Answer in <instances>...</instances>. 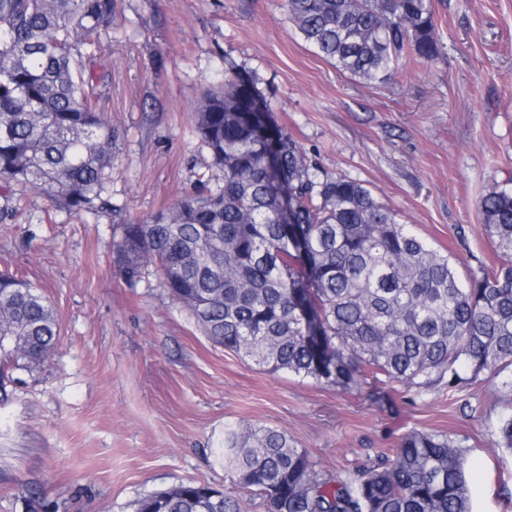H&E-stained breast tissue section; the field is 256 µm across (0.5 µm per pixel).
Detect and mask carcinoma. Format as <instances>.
Returning <instances> with one entry per match:
<instances>
[{
	"label": "carcinoma",
	"mask_w": 512,
	"mask_h": 512,
	"mask_svg": "<svg viewBox=\"0 0 512 512\" xmlns=\"http://www.w3.org/2000/svg\"><path fill=\"white\" fill-rule=\"evenodd\" d=\"M289 19L323 58L369 84L403 60L438 55L432 0H286ZM115 0H0V220L16 188L51 206L96 213L116 134L92 105L106 74L91 66L95 37ZM198 137L224 185L124 227L118 266L130 281L156 265L172 297L214 344L271 371L389 406L386 385L422 397L459 390L512 367V191L479 201L502 263L465 284L451 257L414 232L371 190L318 169L273 118L251 75L229 66L203 94ZM275 130L293 195L294 222L266 161ZM57 319L31 284L0 273V366L31 371L55 344ZM224 471L270 512H473L463 448L442 432L411 430L373 466L336 475L276 427L224 425ZM238 500L181 483L150 494L137 512H240Z\"/></svg>",
	"instance_id": "1"
}]
</instances>
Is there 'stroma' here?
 Instances as JSON below:
<instances>
[{"instance_id":"35a3bbf8","label":"stroma","mask_w":512,"mask_h":512,"mask_svg":"<svg viewBox=\"0 0 512 512\" xmlns=\"http://www.w3.org/2000/svg\"><path fill=\"white\" fill-rule=\"evenodd\" d=\"M433 5L437 59L369 85L304 42L284 0H116L95 56L107 76L96 107L117 134L111 210H57L28 189L0 222V271L38 287L59 328L52 355L13 371L0 402V512H32L31 487L50 512H136L139 499L187 482L269 512L213 454L238 421L285 430L328 473L408 431L444 432L465 450L474 512H512V453L495 435L512 400L496 380L398 394L383 409L366 391L215 346L155 266L131 282L117 262L125 225L220 184L194 114L233 64L255 77L320 176L369 188L448 252L462 280L498 265L478 201L512 190V0Z\"/></svg>"}]
</instances>
